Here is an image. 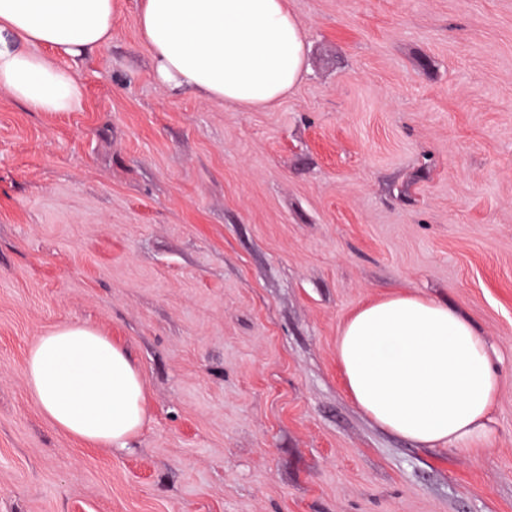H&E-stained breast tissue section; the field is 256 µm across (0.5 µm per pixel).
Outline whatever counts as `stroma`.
Masks as SVG:
<instances>
[{
    "instance_id": "35a3bbf8",
    "label": "stroma",
    "mask_w": 512,
    "mask_h": 512,
    "mask_svg": "<svg viewBox=\"0 0 512 512\" xmlns=\"http://www.w3.org/2000/svg\"><path fill=\"white\" fill-rule=\"evenodd\" d=\"M139 4L58 57L73 111L0 88V512H512V0H288L306 73L251 111L159 83ZM400 292L492 347L481 451L348 395L341 324ZM71 322L134 360V452L38 409L26 355Z\"/></svg>"
}]
</instances>
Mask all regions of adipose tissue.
<instances>
[{
  "instance_id": "1",
  "label": "adipose tissue",
  "mask_w": 512,
  "mask_h": 512,
  "mask_svg": "<svg viewBox=\"0 0 512 512\" xmlns=\"http://www.w3.org/2000/svg\"><path fill=\"white\" fill-rule=\"evenodd\" d=\"M113 15L114 0H0V87L38 112L74 110L79 72L42 50L81 57L111 39ZM138 24L157 80L216 102L265 108L304 75L305 28L288 0H141ZM336 359L381 427L426 448H484L501 377L485 339L448 305L417 294L367 303L341 326ZM25 377L41 413L74 439L126 451L144 425L137 368L90 325L39 337Z\"/></svg>"
}]
</instances>
